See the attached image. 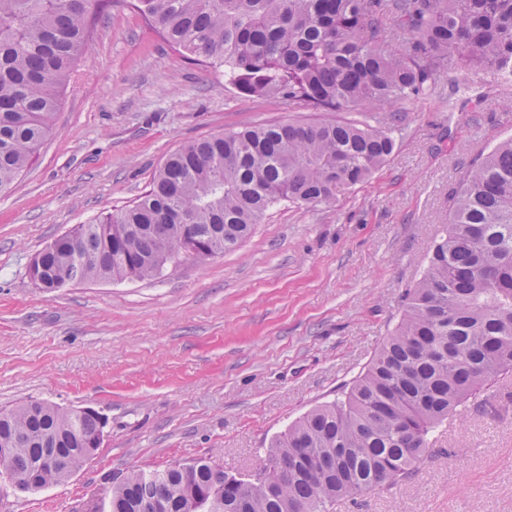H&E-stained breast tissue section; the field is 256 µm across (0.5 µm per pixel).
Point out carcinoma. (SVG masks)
I'll return each mask as SVG.
<instances>
[{
  "mask_svg": "<svg viewBox=\"0 0 512 512\" xmlns=\"http://www.w3.org/2000/svg\"><path fill=\"white\" fill-rule=\"evenodd\" d=\"M112 0H0V194L49 136L61 93ZM147 25L193 60L229 68L240 93L310 112H384L458 63L512 80V0H134ZM405 46L384 49L386 20ZM383 126L310 121L232 130L181 147L133 205L80 224L34 258L62 288L146 280L182 256L237 249L275 203H335L393 154ZM512 376V137L468 167L405 315L345 399L321 405L266 449V479L206 461L112 486L108 512H329L337 500L412 473L430 434L490 383ZM97 417L30 401L0 411V474L21 491L66 480ZM62 448L64 468H37Z\"/></svg>",
  "mask_w": 512,
  "mask_h": 512,
  "instance_id": "carcinoma-1",
  "label": "carcinoma"
}]
</instances>
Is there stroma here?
Here are the masks:
<instances>
[{
	"mask_svg": "<svg viewBox=\"0 0 512 512\" xmlns=\"http://www.w3.org/2000/svg\"><path fill=\"white\" fill-rule=\"evenodd\" d=\"M458 70L385 115L396 141L335 204L281 201L233 252L180 259L151 280L69 285L29 277L77 225L138 200L194 140L312 115L240 95L223 68L187 59L112 0L78 59L51 134L0 195V408L90 407L102 444L65 481L23 492L0 478V512H101L114 477L206 460L235 472L311 408L340 397L389 336L470 162L512 135V85L486 76L449 101ZM486 409L441 426L412 475L330 512H512V379Z\"/></svg>",
	"mask_w": 512,
	"mask_h": 512,
	"instance_id": "1",
	"label": "stroma"
}]
</instances>
